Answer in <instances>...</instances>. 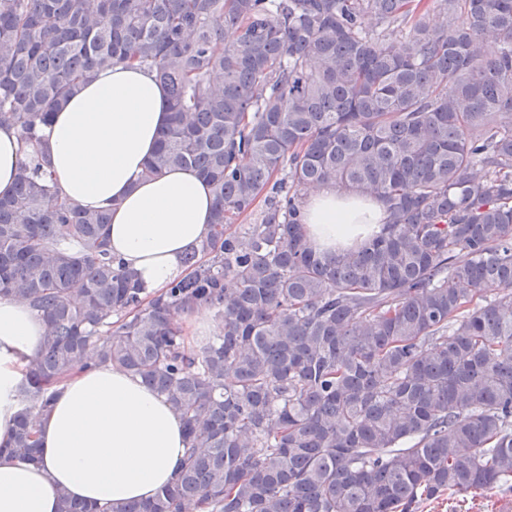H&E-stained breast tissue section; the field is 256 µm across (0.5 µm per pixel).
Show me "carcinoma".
I'll return each instance as SVG.
<instances>
[{
	"instance_id": "carcinoma-1",
	"label": "carcinoma",
	"mask_w": 512,
	"mask_h": 512,
	"mask_svg": "<svg viewBox=\"0 0 512 512\" xmlns=\"http://www.w3.org/2000/svg\"><path fill=\"white\" fill-rule=\"evenodd\" d=\"M121 63L168 93L145 174L206 178L211 231L148 296L108 248L110 212L61 198L29 154L0 197V296L46 336L0 455L36 460L32 412L110 364L167 398L187 456L150 501L59 512H419L512 492V0H0V122L25 143ZM317 185L379 199L386 223L319 252L302 224ZM198 306L216 335L190 349L179 319Z\"/></svg>"
}]
</instances>
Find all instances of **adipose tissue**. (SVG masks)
<instances>
[{"instance_id":"ef3b65f1","label":"adipose tissue","mask_w":512,"mask_h":512,"mask_svg":"<svg viewBox=\"0 0 512 512\" xmlns=\"http://www.w3.org/2000/svg\"><path fill=\"white\" fill-rule=\"evenodd\" d=\"M166 90L154 73L117 64L85 81L38 136L61 197L109 209L113 254L146 293L164 291L184 271L185 254L209 233L215 197L195 172L149 177L166 122ZM24 153L16 129L0 124V193L13 185ZM386 219L374 198L328 186L304 206V232L320 250L352 246ZM45 323L24 303L0 298V445H8L22 405L18 386L40 352ZM36 420L38 458H0V512H59L61 495L87 502L151 499L173 482L186 452L185 428L170 404L110 365L77 369L55 388Z\"/></svg>"}]
</instances>
